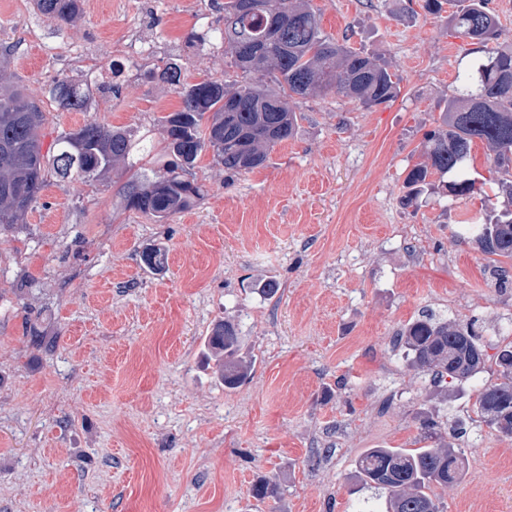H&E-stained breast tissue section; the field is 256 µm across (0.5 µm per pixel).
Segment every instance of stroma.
I'll return each mask as SVG.
<instances>
[{
	"label": "stroma",
	"instance_id": "stroma-1",
	"mask_svg": "<svg viewBox=\"0 0 512 512\" xmlns=\"http://www.w3.org/2000/svg\"><path fill=\"white\" fill-rule=\"evenodd\" d=\"M180 2L84 0L61 25L33 0H0V42L18 46L4 78L42 106L46 140L94 119L160 148V119L181 103L166 63L190 82L240 79L230 56L188 41L223 28L224 0L202 24ZM424 3L313 0L324 34L388 62L392 102L299 100L293 138L264 166L231 178L205 152L186 172L203 197L163 222L124 209L119 162L94 185L51 179L23 223L0 229V512H379L351 480L358 455L415 447L428 415L467 416L470 391L440 402L393 346L425 311L476 323L485 382L512 335V285L458 234L505 197L453 201L435 175L403 203L471 47L448 32L451 6ZM131 32L161 51L102 91L88 74ZM60 77L85 86L83 111L51 100ZM153 247L159 271L141 259ZM224 321L257 358L233 390L203 347ZM457 442L465 475L439 489L444 512H512V438L470 428ZM263 478L277 497L254 498Z\"/></svg>",
	"mask_w": 512,
	"mask_h": 512
}]
</instances>
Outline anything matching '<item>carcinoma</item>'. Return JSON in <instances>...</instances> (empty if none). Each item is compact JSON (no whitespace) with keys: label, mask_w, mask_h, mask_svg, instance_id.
I'll list each match as a JSON object with an SVG mask.
<instances>
[{"label":"carcinoma","mask_w":512,"mask_h":512,"mask_svg":"<svg viewBox=\"0 0 512 512\" xmlns=\"http://www.w3.org/2000/svg\"><path fill=\"white\" fill-rule=\"evenodd\" d=\"M454 34L478 46L456 77L460 90L448 99L442 125L425 136L427 161L414 165L405 179V205L413 204L434 173L449 174L448 197L502 194L506 206L490 224L465 225L481 252L492 258L496 281L505 285L512 272V46H489L499 38L498 18L488 0H448ZM41 14L61 24L76 20L82 0H36ZM224 51L245 75L230 86L203 78L181 80V68L169 63L161 78L179 87L181 108L161 118L165 146L154 145L126 128L90 120L60 133L51 150L42 149L45 113L10 83L0 81V227L20 223L38 201L48 179L76 172L84 183L98 181L118 161L133 169L122 188L127 210L161 222L188 207L202 186L182 177L202 153L210 150L233 177L262 166L277 145L292 138L297 113L293 99L336 93L364 106L387 104L397 96L398 83L379 57L352 49L326 36L312 0H226ZM273 78L276 88L267 86ZM51 98L67 111H81L85 92L67 78L56 79ZM490 151V177L469 171L475 142ZM149 159L151 167L135 166ZM217 361L224 387L235 389L252 374L255 362L238 357V328L226 321L205 338ZM393 345L402 351L406 367L430 377L442 400L467 385L475 401L469 423L486 425L512 437V370H498L494 382L477 384L485 361L481 334L473 326L425 314L403 327ZM459 420L450 428H462ZM449 428L429 418L420 424L423 446L368 448L356 461L355 477L363 488L384 498L385 512H444L432 488L446 487L460 476L465 449L449 441Z\"/></svg>","instance_id":"1"}]
</instances>
